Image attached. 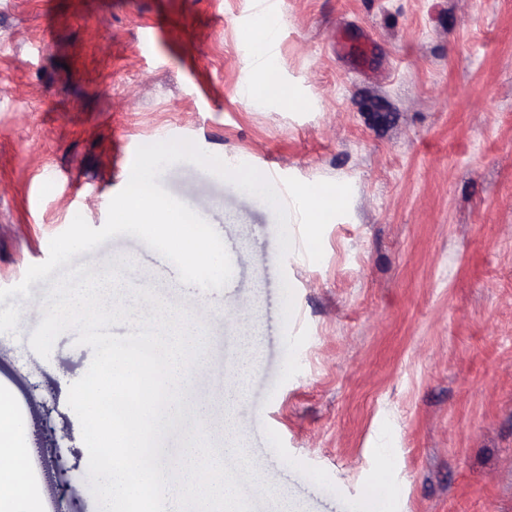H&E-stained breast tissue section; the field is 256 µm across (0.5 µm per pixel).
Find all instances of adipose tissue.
<instances>
[{
	"label": "adipose tissue",
	"instance_id": "ef3b65f1",
	"mask_svg": "<svg viewBox=\"0 0 512 512\" xmlns=\"http://www.w3.org/2000/svg\"><path fill=\"white\" fill-rule=\"evenodd\" d=\"M249 97L270 100L291 112H302L307 108L292 84L279 80L264 62H257L245 84ZM16 419L7 401L0 398V457L8 459V466H0V512H19L20 506L29 498L24 482L26 461L14 455L13 438L16 434Z\"/></svg>",
	"mask_w": 512,
	"mask_h": 512
}]
</instances>
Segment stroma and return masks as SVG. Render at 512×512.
<instances>
[{
	"label": "stroma",
	"instance_id": "stroma-1",
	"mask_svg": "<svg viewBox=\"0 0 512 512\" xmlns=\"http://www.w3.org/2000/svg\"><path fill=\"white\" fill-rule=\"evenodd\" d=\"M272 60L303 112L241 86L255 0H0V288L44 262L75 215L104 225L138 146L190 139L234 166L349 184L312 262L280 257L273 209L180 162L163 187L221 236L234 273L205 292L139 238L82 255L205 329L162 451L224 394L252 458L226 466L252 512H512V0H277ZM295 293L281 319V278ZM50 285L0 302V384L23 411L46 512H98L67 403L92 350L29 338ZM307 330L280 382L284 334ZM257 478H250V471Z\"/></svg>",
	"mask_w": 512,
	"mask_h": 512
}]
</instances>
